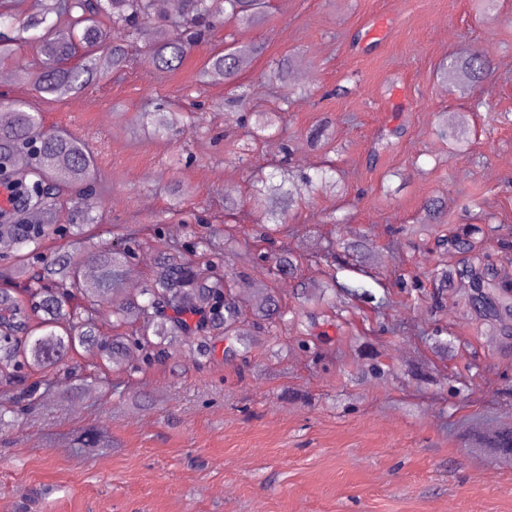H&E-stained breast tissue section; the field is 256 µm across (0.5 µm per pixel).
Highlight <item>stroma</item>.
<instances>
[{
  "label": "stroma",
  "mask_w": 512,
  "mask_h": 512,
  "mask_svg": "<svg viewBox=\"0 0 512 512\" xmlns=\"http://www.w3.org/2000/svg\"><path fill=\"white\" fill-rule=\"evenodd\" d=\"M267 21L244 28L220 20L171 72L140 55L164 13L129 48L127 68L62 101L0 83L1 99L25 101L84 139L95 153L102 202L86 229L109 244L134 232L129 267L144 286L173 238L226 243V267L243 312L256 285L288 315L272 332L247 320V361L207 353L177 337L165 363L142 355L117 370L91 346L67 366L40 373L34 407L0 429V512H512V465L471 446V427L512 422V340L466 308L455 285L430 272L463 256L437 247L464 224L483 226L480 251L512 268V0H268ZM362 33L367 52L349 41ZM264 45L240 75L245 106L223 81L199 70L226 41ZM477 49L493 62L483 107L440 81L443 61ZM290 62L289 78L268 66ZM195 103L171 140L144 134L139 115L154 99ZM280 116L274 137L252 140L242 118ZM470 140L455 150L437 133L440 114ZM328 124L329 137L310 131ZM387 150L374 152L382 136ZM298 174L330 166L335 184L306 194L271 235L296 270L276 275L254 245L265 208L248 179L279 164ZM184 193L180 211L170 190ZM237 200L233 214L224 201ZM442 199L440 223L424 205ZM359 241L365 262L336 271L389 304L336 292L327 304L299 301L332 272L327 243ZM442 331L446 352L422 334ZM98 429L112 445L94 452L71 436Z\"/></svg>",
  "instance_id": "1"
}]
</instances>
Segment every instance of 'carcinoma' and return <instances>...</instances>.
Wrapping results in <instances>:
<instances>
[{
	"mask_svg": "<svg viewBox=\"0 0 512 512\" xmlns=\"http://www.w3.org/2000/svg\"><path fill=\"white\" fill-rule=\"evenodd\" d=\"M178 19L157 27L154 41L145 46L142 57L161 71H173L186 55L202 41L215 25L210 0H182ZM155 0H41V7L24 17L0 21V60L11 57L16 49L39 36L44 56L43 70L37 74L25 68L16 70V81L31 84L39 94L61 100L79 94L94 85L109 71L127 65L128 41L154 17ZM224 14L242 25L255 26L266 18L264 0H224ZM256 44L230 45L212 53L199 72V82L207 78L222 80L235 92L236 101L246 103L243 86L238 82L241 62L247 55L262 54ZM491 71V63L478 50L448 61L439 68L440 79L463 93L480 86ZM10 111L0 112V186L10 189L8 207L0 206V235L13 238L20 251L6 277H25L19 288H0V380L14 376L13 368L23 364L44 371L59 366L77 347L97 346L102 358L121 368L127 356L124 336L97 334L99 303L125 277L129 265V247L99 245L84 240L83 228L95 221L91 198L97 195L91 179L94 157L80 138L44 124L43 113L26 102L16 100ZM185 114L157 104L141 113L142 127L155 138L176 131ZM277 113L258 112L252 132L270 130ZM438 135L449 139L458 149L468 146L461 129L443 119ZM24 155L28 164L15 166ZM255 198L267 204V212L276 224L286 222L288 212L298 203L301 188L287 168L256 179ZM39 212L47 225L66 217L74 247L47 253L46 232L33 233L28 216ZM482 228L469 224L443 239L451 248L468 252L471 258L457 273L459 288L468 303L483 317L502 325L503 335L512 339V287L498 281L494 264L476 252L474 235ZM204 261L189 264L179 245L168 246L152 276L139 292L112 300L113 323L132 327L134 345L161 359L168 355L174 336H198L202 348L216 332L228 336L225 354L247 357L251 345L234 336L241 323L242 310L235 301L234 282L224 270V249L211 239L195 243ZM92 250L99 275L87 282L82 275L83 251ZM351 296L365 297L377 306L389 304L387 296H375L362 286L338 284L333 278L303 291L304 302H324L336 288ZM261 303L254 316L269 329H275L287 314L279 301L264 287H258ZM83 448H108L112 440L94 429L77 437ZM483 446L496 457L512 460V424L504 423L482 435Z\"/></svg>",
	"mask_w": 512,
	"mask_h": 512,
	"instance_id": "obj_1",
	"label": "carcinoma"
}]
</instances>
